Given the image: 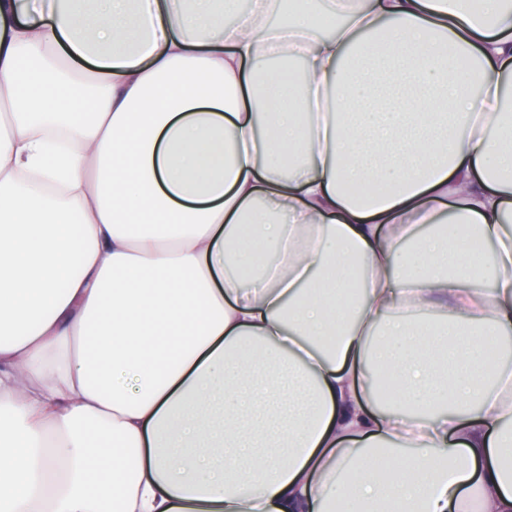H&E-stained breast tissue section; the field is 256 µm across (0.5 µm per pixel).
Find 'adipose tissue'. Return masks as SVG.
<instances>
[{
  "mask_svg": "<svg viewBox=\"0 0 512 512\" xmlns=\"http://www.w3.org/2000/svg\"><path fill=\"white\" fill-rule=\"evenodd\" d=\"M280 5L0 0V512H512V0Z\"/></svg>",
  "mask_w": 512,
  "mask_h": 512,
  "instance_id": "obj_1",
  "label": "adipose tissue"
}]
</instances>
